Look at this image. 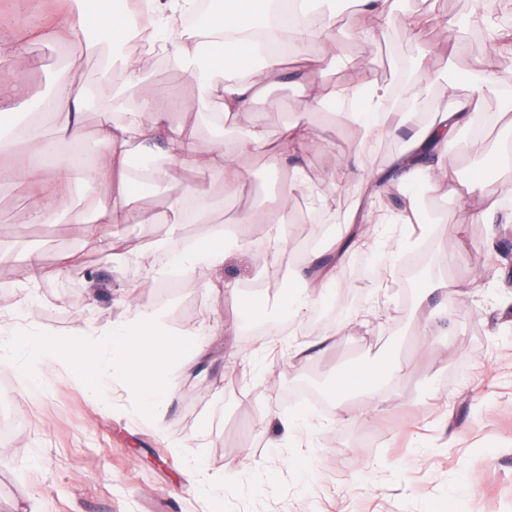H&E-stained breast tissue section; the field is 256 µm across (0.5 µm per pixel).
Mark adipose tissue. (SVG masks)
I'll return each instance as SVG.
<instances>
[{
	"mask_svg": "<svg viewBox=\"0 0 512 512\" xmlns=\"http://www.w3.org/2000/svg\"><path fill=\"white\" fill-rule=\"evenodd\" d=\"M273 0H224V9L211 17L195 34H188L180 19L192 13L196 0H149L152 38L173 63L180 65L198 87V106H206L212 96L222 100L219 119L231 124L259 97L262 88L281 72V56L267 51L257 33L269 24ZM128 13L111 12L98 0H77L49 20L30 27L27 39L53 43L80 42L82 52L93 55L122 40L134 28ZM476 78L472 93L466 98L449 95L438 108L432 121L410 136L406 150L394 157L390 166L398 170L399 181L407 189L436 191L457 187L459 194L469 195L479 181L478 172L461 180L448 147L456 141L459 129L472 128L481 98L494 94V51L486 49L474 57ZM167 89L153 86L144 89L138 111L128 113L121 123H105L97 130L100 148L95 163L75 160L61 152L63 142L80 141L83 137L81 112L94 103V93L87 85L74 81H59L49 98L55 135L45 138L39 126L29 125L12 133H0V154H12L26 149L24 163L18 167H0V181L19 180L40 188L41 198L32 218L49 221L55 210H68L73 223L85 225L88 235L95 236L99 227L87 220L81 210L69 209L67 177L79 173L94 187L129 197L138 185V178L128 173L133 148L148 150L156 136H163L164 164L154 170L157 179L165 178L170 169L204 167L209 179L222 184L225 196H235L247 174L237 162L240 154L262 142L261 132L248 137L227 140L217 138L207 161H200L191 142L180 128L168 126L159 101ZM390 84L358 80L337 88V99L348 101L347 111L338 113L339 122L347 128L359 127L367 140L375 141L396 133L403 125L400 113L388 108L392 96ZM152 123H144V116ZM313 144L302 122L283 126L279 144L270 155L273 170H285L287 177L272 206L246 209L238 213L233 225L212 221L214 201L198 194L191 187L175 188L168 212L150 213L131 208L121 213L123 224H154L167 243L164 262L170 273L183 277L195 273L198 266L208 271L204 283L207 296L235 297L236 289L224 282L220 271L224 266V244L227 239L244 241L256 268L265 269L273 258L268 247L248 240L247 227L268 224L276 242H287L292 233L295 195L318 202L319 192L306 177L302 166H287L288 157L311 150ZM416 207L398 215L380 209L362 212L353 208L347 218L344 236L336 239L325 255L304 258L296 269L299 289L286 295L278 305L279 312L294 313L311 304L332 303L342 288L336 269L352 248L370 250L383 248L386 260L378 267L387 274L389 266L401 255L414 251L418 240L409 235L385 236L391 223H418ZM206 224L210 234L206 243L187 247L177 245V227L181 224ZM164 315L155 308L129 305L127 315L105 326L86 324L58 335L46 331L37 320H30L24 334L0 323V367L18 368L31 397L46 391L45 377L56 365H67L78 384L95 404L108 406L112 386H120L130 402L157 430H164L167 405L174 393L171 379L173 363L200 364L213 354L218 339L207 336L199 328H188L193 338L189 351H182L180 339L168 345L153 344L154 336L164 329Z\"/></svg>",
	"mask_w": 512,
	"mask_h": 512,
	"instance_id": "1",
	"label": "adipose tissue"
}]
</instances>
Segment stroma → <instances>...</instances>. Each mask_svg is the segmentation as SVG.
<instances>
[{
	"instance_id": "1",
	"label": "stroma",
	"mask_w": 512,
	"mask_h": 512,
	"mask_svg": "<svg viewBox=\"0 0 512 512\" xmlns=\"http://www.w3.org/2000/svg\"><path fill=\"white\" fill-rule=\"evenodd\" d=\"M392 13L414 16L416 28L391 27L366 47L364 19L358 13L335 17L342 50L318 61L319 47L299 44L284 74L261 97L239 113L233 127L219 129L209 113L198 112L197 89L180 67L162 68L151 52H140L138 81L124 92L122 111L112 108L111 84L102 79V61L81 56L79 68L64 70L65 58L81 55L70 43L30 42L32 63L14 71L13 88L27 94L13 116L22 118L44 104L41 76L70 77L95 88V104L84 112L89 155H97L96 131L135 111L141 86L161 82L177 88L182 107L169 110L172 126L182 128L200 157H208L217 135L243 138L259 130L262 146L242 154L249 177L232 202L224 189L199 169H174L168 177L137 192L133 206L167 211L174 187L187 185L221 201L216 222H233L239 211L256 207L281 181L269 167V154L281 127L306 118L311 138L327 143L309 152L303 167L319 190L317 222L292 232L286 256L256 274L245 247L225 244L224 280L245 295L260 293L276 302L292 279L295 263L343 231L356 202V182L331 183L328 173L342 169L347 155L340 143L363 144L361 131L343 129L323 116L321 102L308 103L311 84L326 98L336 87L359 79L386 82L391 60L418 53L428 57L429 79L412 90L405 107L411 123L426 126L449 91L468 96L466 74L471 55L452 54L453 35H465L472 0H389ZM503 97L484 98L478 113L487 122L479 135L467 136L458 156L461 171L470 170L493 146L512 138L497 120ZM36 193L21 182H0V319L21 330L27 325L17 301L30 289L36 317L45 327L65 331L77 321L106 324L125 312L127 293L140 303L166 312V327L178 333L186 325L206 323L236 334L233 356L217 350L207 365L176 372L177 392L169 405L165 432L156 431L125 399L112 394L111 410L91 405L63 367L48 376L39 400H29L14 370L0 367V512H158L176 501L180 512H431L438 502L453 512H512V223L494 229L470 221L472 200L441 191L421 192L417 203L430 222L419 238L424 248L415 274L393 266L385 282L376 276L350 277L346 271L376 256L351 252L337 273L351 315L358 323L347 335L329 340L309 358L289 355V345H309L321 328L318 307L303 311L290 330L280 331L277 345L247 339L246 320L223 299L204 300L203 273H195L172 292L161 289L164 269L150 266L145 255L161 251L153 224H104L98 236L84 225L33 222ZM39 251L45 267H68V274L30 286L24 257ZM489 269L477 276L475 265ZM431 282L433 303L443 311L437 334L420 340L416 295ZM394 362L398 383L377 399L349 391L347 419L324 415L308 402L290 401L292 391L310 387L332 396L338 380L358 368ZM301 414L302 428L288 432L280 419ZM176 440L195 445L209 473L238 467L236 486L225 487L223 503L190 489L184 457ZM293 456L311 459L309 469L289 466ZM275 480H266V472Z\"/></svg>"
}]
</instances>
